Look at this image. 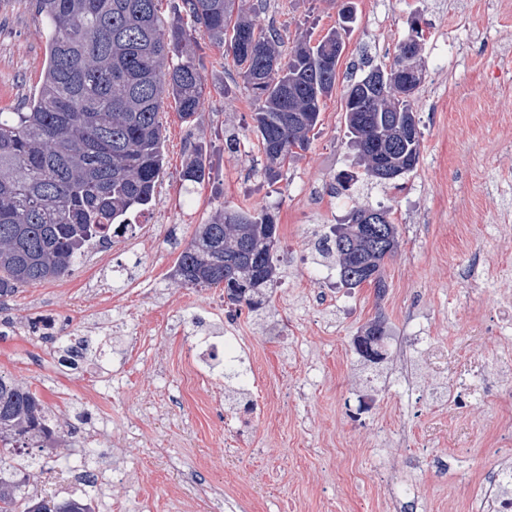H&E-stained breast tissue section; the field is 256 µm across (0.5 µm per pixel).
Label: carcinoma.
<instances>
[{"mask_svg": "<svg viewBox=\"0 0 512 512\" xmlns=\"http://www.w3.org/2000/svg\"><path fill=\"white\" fill-rule=\"evenodd\" d=\"M160 0H34L47 31L40 86L24 107L0 111V296L68 274L100 238L106 244L130 227L127 215L148 205L163 170L164 100L192 124L205 83L194 44L202 37L224 49L252 90L254 128L272 171L300 155L319 122L323 101L336 86V45L353 17L317 45L299 42L285 55L272 25L235 10V0H182L185 18L161 23ZM305 122L294 126L288 96ZM408 95L384 81L365 109L346 114L350 143L364 166L368 144L388 125L414 121ZM420 160V138L407 141L382 165L407 174ZM182 178L201 183L206 164L198 152ZM363 209L318 241L319 255L336 264L341 283L371 282L357 269L362 258L344 256L342 235L362 225ZM279 238L275 214L222 207L201 224L177 257L173 276L201 288L224 287L228 303L265 308L277 281L278 256L267 249ZM384 332L364 330L370 364L385 360ZM58 416L39 395L0 375V442L20 455L57 447ZM24 484L0 476V512H89L81 499L47 501L28 496Z\"/></svg>", "mask_w": 512, "mask_h": 512, "instance_id": "cac0c4a2", "label": "carcinoma"}]
</instances>
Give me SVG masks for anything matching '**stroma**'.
Here are the masks:
<instances>
[{
	"label": "stroma",
	"mask_w": 512,
	"mask_h": 512,
	"mask_svg": "<svg viewBox=\"0 0 512 512\" xmlns=\"http://www.w3.org/2000/svg\"><path fill=\"white\" fill-rule=\"evenodd\" d=\"M348 4L357 20L301 156L266 175L252 92L199 40L200 117L187 125L165 101L164 172L134 232L0 300V375L61 420L52 461L18 473L31 495L70 494L84 479L70 464L87 451L103 477L96 512H284L289 501L297 512H472L478 477L512 448V397L449 398L430 350L490 362L512 352L495 306L512 296V0H267L262 19L290 48L319 41ZM416 30L420 162L382 184L347 146L346 94ZM45 46L34 9L0 0V110L35 93ZM195 150L211 176L193 185L181 174ZM344 173L360 179L341 194ZM227 205L269 209L280 235L269 307L234 317L222 289L172 275L197 226ZM379 207L399 238L386 290L343 288L317 242L351 209ZM41 318L77 356L41 339ZM377 319L389 339L375 374L354 339ZM202 336L233 343L246 393L191 371Z\"/></svg>",
	"instance_id": "1"
}]
</instances>
